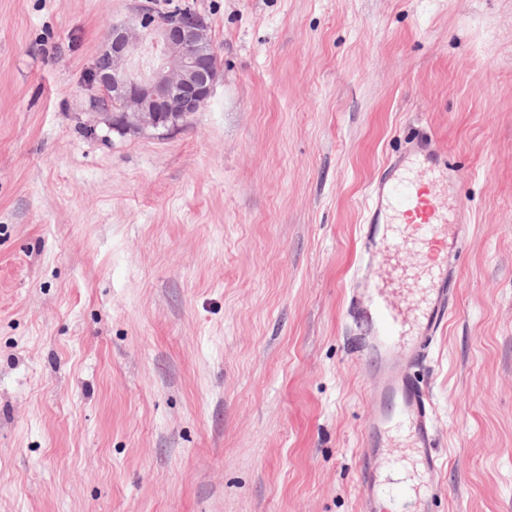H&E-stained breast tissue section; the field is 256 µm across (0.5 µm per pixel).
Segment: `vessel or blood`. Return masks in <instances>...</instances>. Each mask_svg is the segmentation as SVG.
I'll list each match as a JSON object with an SVG mask.
<instances>
[{"label":"vessel or blood","instance_id":"obj_1","mask_svg":"<svg viewBox=\"0 0 512 512\" xmlns=\"http://www.w3.org/2000/svg\"><path fill=\"white\" fill-rule=\"evenodd\" d=\"M441 152L422 141L391 157L367 196L358 273L351 290L350 315L367 338L355 350L358 366L371 380L373 404L362 429L358 484L366 512L391 494L410 504V512H433L441 460L436 453L433 399L414 369L427 356L437 332L452 314L450 296L457 283V261L468 231L464 216L449 217L437 190L418 184L414 167L433 169ZM412 247L424 270L418 280L421 306L397 302L395 280L404 269L401 246ZM405 436L420 469L417 481L392 479L386 464L396 436Z\"/></svg>","mask_w":512,"mask_h":512}]
</instances>
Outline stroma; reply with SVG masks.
Masks as SVG:
<instances>
[{"instance_id": "1", "label": "stroma", "mask_w": 512, "mask_h": 512, "mask_svg": "<svg viewBox=\"0 0 512 512\" xmlns=\"http://www.w3.org/2000/svg\"><path fill=\"white\" fill-rule=\"evenodd\" d=\"M142 4L220 76L106 135L87 74ZM411 137L470 220L419 370L436 512H512V0H0V512H360L348 288Z\"/></svg>"}]
</instances>
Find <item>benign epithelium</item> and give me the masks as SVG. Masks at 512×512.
Returning a JSON list of instances; mask_svg holds the SVG:
<instances>
[{"label":"benign epithelium","mask_w":512,"mask_h":512,"mask_svg":"<svg viewBox=\"0 0 512 512\" xmlns=\"http://www.w3.org/2000/svg\"><path fill=\"white\" fill-rule=\"evenodd\" d=\"M215 58L203 17L160 19L141 6L109 25L93 66L91 109L109 132L173 130L210 100L220 73Z\"/></svg>","instance_id":"benign-epithelium-1"}]
</instances>
